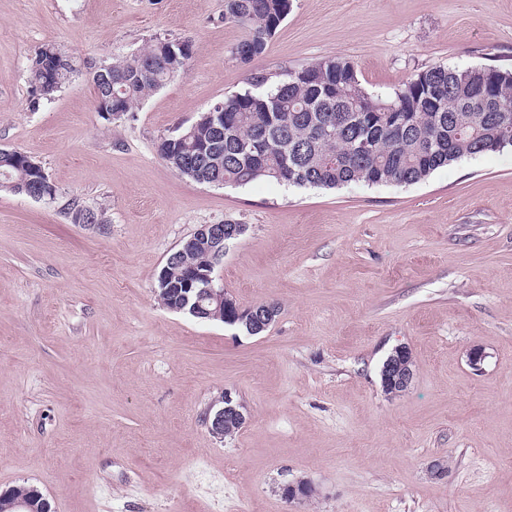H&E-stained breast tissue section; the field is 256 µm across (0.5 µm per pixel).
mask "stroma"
Instances as JSON below:
<instances>
[{
    "mask_svg": "<svg viewBox=\"0 0 512 512\" xmlns=\"http://www.w3.org/2000/svg\"><path fill=\"white\" fill-rule=\"evenodd\" d=\"M242 36L224 0H0V147L56 189L0 191V492L31 483L52 512H512V147L410 186L181 177L157 145L248 89ZM158 39L191 41L187 73L103 120L92 70ZM46 43L77 71L35 105ZM334 56L382 95L434 65L512 69V0H293L254 68ZM74 196L100 224L70 223ZM221 222L248 227L225 292L279 307L261 335L157 296L168 255ZM398 346L415 377L390 395ZM227 392L248 420L219 439ZM414 367L406 347H396L381 369L383 387L393 395L405 392L414 379Z\"/></svg>",
    "mask_w": 512,
    "mask_h": 512,
    "instance_id": "stroma-1",
    "label": "stroma"
}]
</instances>
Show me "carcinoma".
<instances>
[{
    "instance_id": "cac0c4a2",
    "label": "carcinoma",
    "mask_w": 512,
    "mask_h": 512,
    "mask_svg": "<svg viewBox=\"0 0 512 512\" xmlns=\"http://www.w3.org/2000/svg\"><path fill=\"white\" fill-rule=\"evenodd\" d=\"M291 9V0H224V19L241 26L236 47L251 55L250 67ZM46 43L31 59L29 80L36 100H51L77 71L72 58L56 56ZM190 58L168 56L161 40L94 73L95 104L112 120L109 103L130 112ZM224 117L201 115L178 127L158 145L161 158L197 163L192 177L200 184L245 186L258 179L298 187L336 189L413 185L440 168L465 158L512 147V70L433 66L409 77L389 95L372 94L360 83L354 64L330 57L287 73L265 91L238 92L221 101ZM18 195L56 190L42 166L16 149L0 152V191ZM184 246L167 264L169 281L157 285L162 304L180 311L185 270L210 269L212 250L201 241ZM167 291H162V288ZM10 493L51 512L35 486L23 483Z\"/></svg>"
}]
</instances>
